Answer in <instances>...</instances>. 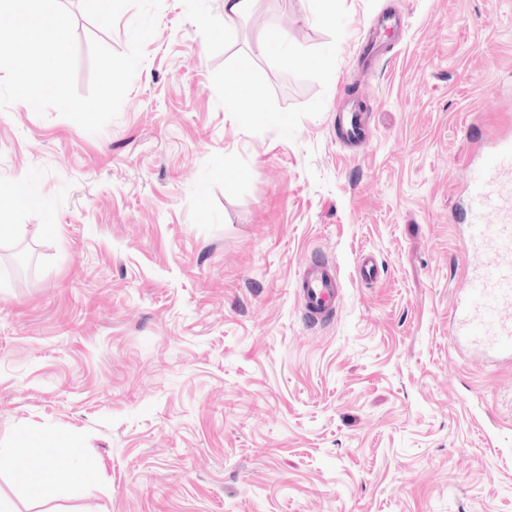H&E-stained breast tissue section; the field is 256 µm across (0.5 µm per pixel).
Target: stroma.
<instances>
[{"label": "stroma", "mask_w": 512, "mask_h": 512, "mask_svg": "<svg viewBox=\"0 0 512 512\" xmlns=\"http://www.w3.org/2000/svg\"><path fill=\"white\" fill-rule=\"evenodd\" d=\"M87 93L89 40L63 0ZM163 0L118 116L97 134L24 102L0 112V448L43 434L95 473L33 498L0 457V512H512V364L448 346L470 257L458 221L479 141L512 122V0ZM406 19L364 64L379 14ZM287 33L321 69L262 56ZM257 91L233 99L224 73ZM359 99L361 153L333 111ZM366 251L380 275L362 281ZM343 303L302 317L303 258Z\"/></svg>", "instance_id": "1"}]
</instances>
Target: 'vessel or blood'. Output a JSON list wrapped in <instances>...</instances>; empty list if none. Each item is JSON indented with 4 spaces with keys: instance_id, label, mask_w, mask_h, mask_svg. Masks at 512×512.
I'll use <instances>...</instances> for the list:
<instances>
[{
    "instance_id": "obj_1",
    "label": "vessel or blood",
    "mask_w": 512,
    "mask_h": 512,
    "mask_svg": "<svg viewBox=\"0 0 512 512\" xmlns=\"http://www.w3.org/2000/svg\"><path fill=\"white\" fill-rule=\"evenodd\" d=\"M402 16L385 14L370 26L364 44L367 57L382 55L388 39L397 37ZM336 140L353 148L366 146V114L360 104L338 110ZM467 207L466 247L473 256L468 275L470 291L456 298L448 316V343L482 353L485 365L512 361V132L489 140L477 169ZM494 222H486V215ZM296 283L301 313L312 324L333 317L343 299L337 268L328 260L311 257L301 264Z\"/></svg>"
}]
</instances>
